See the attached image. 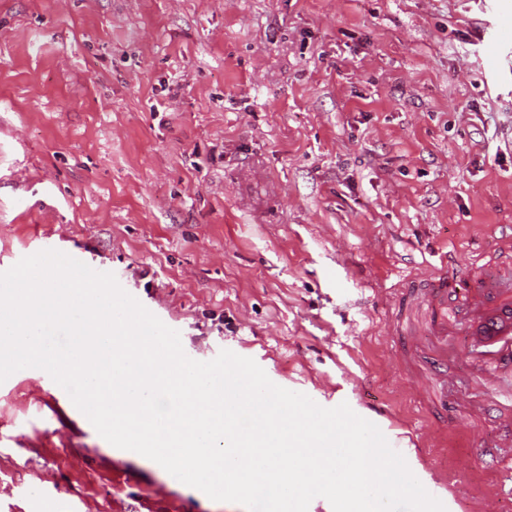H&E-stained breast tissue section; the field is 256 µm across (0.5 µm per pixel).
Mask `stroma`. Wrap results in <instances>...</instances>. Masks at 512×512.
I'll return each mask as SVG.
<instances>
[{"instance_id":"obj_1","label":"stroma","mask_w":512,"mask_h":512,"mask_svg":"<svg viewBox=\"0 0 512 512\" xmlns=\"http://www.w3.org/2000/svg\"><path fill=\"white\" fill-rule=\"evenodd\" d=\"M512 0H0V272L60 246L197 361L370 416L446 512L499 492L383 341L512 224ZM0 383V512H246Z\"/></svg>"}]
</instances>
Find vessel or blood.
<instances>
[{
    "mask_svg": "<svg viewBox=\"0 0 512 512\" xmlns=\"http://www.w3.org/2000/svg\"><path fill=\"white\" fill-rule=\"evenodd\" d=\"M397 304L404 321L389 336L400 365L415 373L421 401L445 421L449 410L473 428L493 423L497 439L484 449L486 468L512 480V225H502L494 253L452 267L441 263ZM463 336L469 383L448 392V340Z\"/></svg>",
    "mask_w": 512,
    "mask_h": 512,
    "instance_id": "b4317fda",
    "label": "vessel or blood"
}]
</instances>
